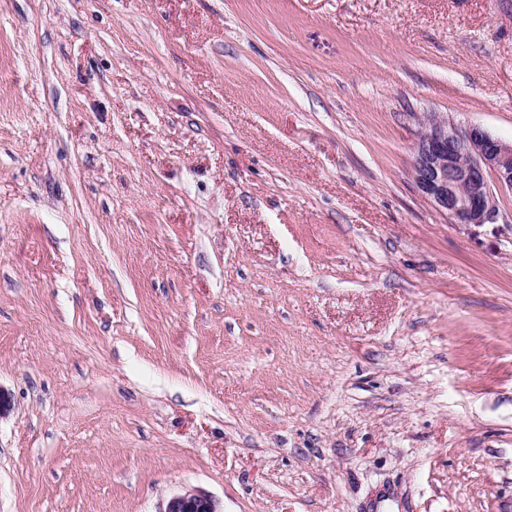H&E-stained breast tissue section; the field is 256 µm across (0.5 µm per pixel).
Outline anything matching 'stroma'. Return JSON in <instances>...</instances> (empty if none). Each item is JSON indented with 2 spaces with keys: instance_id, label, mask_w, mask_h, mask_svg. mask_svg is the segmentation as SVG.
Returning <instances> with one entry per match:
<instances>
[{
  "instance_id": "1",
  "label": "stroma",
  "mask_w": 512,
  "mask_h": 512,
  "mask_svg": "<svg viewBox=\"0 0 512 512\" xmlns=\"http://www.w3.org/2000/svg\"><path fill=\"white\" fill-rule=\"evenodd\" d=\"M512 0H0V512H512ZM413 147L412 178L440 214L460 225L492 224L499 216L491 181L512 189V142L479 125L459 126L426 113ZM162 512H218V510L212 496L192 489L172 495Z\"/></svg>"
}]
</instances>
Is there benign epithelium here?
<instances>
[{
  "instance_id": "7a95c632",
  "label": "benign epithelium",
  "mask_w": 512,
  "mask_h": 512,
  "mask_svg": "<svg viewBox=\"0 0 512 512\" xmlns=\"http://www.w3.org/2000/svg\"><path fill=\"white\" fill-rule=\"evenodd\" d=\"M413 147L412 178L436 211L451 223L492 224L499 216L492 185L512 189V144L479 125L459 126L438 112L426 113ZM163 512H218L200 490L172 495Z\"/></svg>"
}]
</instances>
